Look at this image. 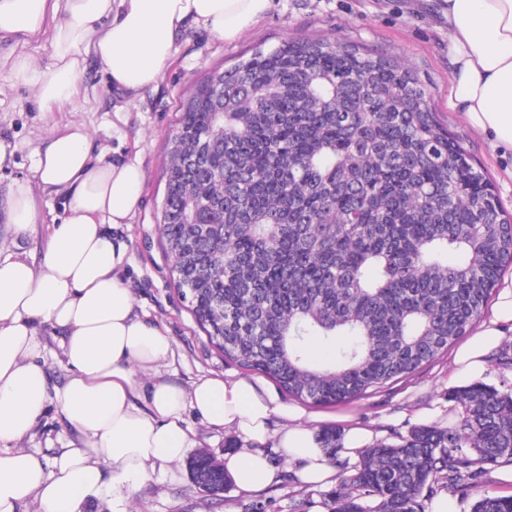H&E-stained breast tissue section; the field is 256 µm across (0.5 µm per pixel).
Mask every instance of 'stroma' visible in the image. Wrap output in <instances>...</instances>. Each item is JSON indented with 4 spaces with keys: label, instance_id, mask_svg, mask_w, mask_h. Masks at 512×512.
<instances>
[{
    "label": "stroma",
    "instance_id": "35a3bbf8",
    "mask_svg": "<svg viewBox=\"0 0 512 512\" xmlns=\"http://www.w3.org/2000/svg\"><path fill=\"white\" fill-rule=\"evenodd\" d=\"M309 37H325L404 61L426 89L440 122L487 171L503 209L512 216V158L493 151L461 113L448 107L453 58L441 0H273L271 9L233 41L211 38L191 25L183 27L175 37L173 55L158 89L135 98L113 89L100 63L87 59L79 76V106L60 112L41 111L33 88L10 82L6 73L12 58L20 54L47 66L52 52L49 37L26 44L0 39V139L15 147L11 166L0 170V245L31 263L42 262L52 219L63 216L65 200L40 196L38 224L19 234L9 220L12 192L17 185L32 182L35 151L53 132L83 126L93 151L103 152L112 162L139 161L146 173L140 210L115 234L126 245L124 282L133 293L138 316L158 324L171 341L173 355L162 370L163 377L186 387L202 377L242 378L263 384L278 402L288 403V395L273 380L241 369L209 344L174 288L172 261L162 246L158 221L165 193L164 147L176 128L187 92L205 76L230 68L258 46ZM447 403L448 357L443 354L385 391L331 405L307 402L303 408L319 416V429L334 427L337 415L349 414L380 439L389 440L394 433L416 427V412ZM72 436L51 399L41 422L22 445L49 460ZM270 457L276 477L262 492L247 494L231 485L224 494L206 495L181 462L158 468L126 501L107 490L84 504L82 512H244L245 505L255 502L265 504V512H292L294 499L300 497L309 498L308 512H329L323 488L302 485L278 452H271Z\"/></svg>",
    "mask_w": 512,
    "mask_h": 512
}]
</instances>
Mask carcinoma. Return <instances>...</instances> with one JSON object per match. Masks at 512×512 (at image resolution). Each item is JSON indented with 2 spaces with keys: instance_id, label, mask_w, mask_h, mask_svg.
<instances>
[{
  "instance_id": "carcinoma-1",
  "label": "carcinoma",
  "mask_w": 512,
  "mask_h": 512,
  "mask_svg": "<svg viewBox=\"0 0 512 512\" xmlns=\"http://www.w3.org/2000/svg\"><path fill=\"white\" fill-rule=\"evenodd\" d=\"M159 231L176 289L224 359L313 404L406 377L468 335L512 265V220L487 173L401 61L322 38L256 49L207 77L166 145ZM334 349L326 362L310 346ZM512 371V345L492 355ZM444 428L365 450L330 512H426L446 489L470 512L512 461V383L475 380ZM198 488L227 480L205 457Z\"/></svg>"
}]
</instances>
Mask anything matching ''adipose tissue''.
I'll list each match as a JSON object with an SVG mask.
<instances>
[{"label":"adipose tissue","mask_w":512,"mask_h":512,"mask_svg":"<svg viewBox=\"0 0 512 512\" xmlns=\"http://www.w3.org/2000/svg\"><path fill=\"white\" fill-rule=\"evenodd\" d=\"M454 70L450 108L503 154L512 155V0H444ZM271 0H0V36L25 43L42 36L48 15L60 17L51 63L38 69L23 55L11 81L31 86L43 111L72 105L87 58L97 59L113 87L130 96L156 88L175 36L192 24L219 40L235 39ZM78 126L51 135L37 151L35 185L12 195L16 232L37 222L33 190L65 198L41 266L0 255V512H81L105 487L132 490L194 445L186 412L234 432L240 449L224 459L238 490L260 492L275 479L266 453L275 448L305 485L339 478L320 446L313 417L276 403L255 383L205 377L190 388L165 380L172 348L156 325L139 319L121 276L125 247L114 228L141 207L145 172L136 162L93 158ZM512 324V285L491 317L453 352L448 383L481 378L488 357ZM63 335L70 370L50 389L39 333ZM55 397L75 441L51 463L20 445Z\"/></svg>","instance_id":"1"}]
</instances>
